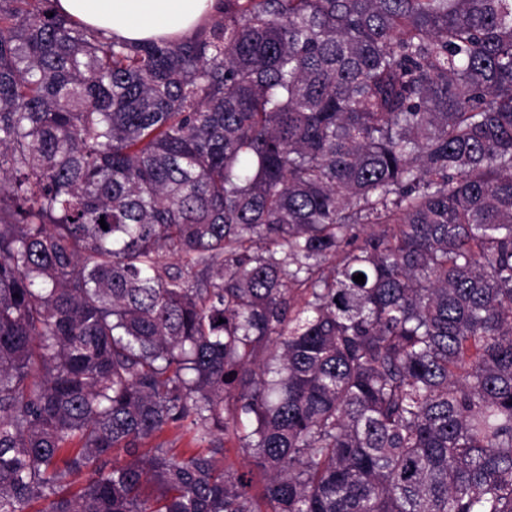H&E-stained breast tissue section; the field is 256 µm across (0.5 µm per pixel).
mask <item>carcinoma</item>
<instances>
[{"label":"carcinoma","mask_w":512,"mask_h":512,"mask_svg":"<svg viewBox=\"0 0 512 512\" xmlns=\"http://www.w3.org/2000/svg\"><path fill=\"white\" fill-rule=\"evenodd\" d=\"M53 2L0 0V512H512V0ZM223 8L222 0H56L63 16L130 42L189 37ZM158 441H166L170 448H174V451L178 453H183L187 451L188 448H198L197 445L191 442L190 433L185 432L184 430L168 428L161 434L159 439L146 441L140 447V452L142 454L147 453Z\"/></svg>","instance_id":"1"}]
</instances>
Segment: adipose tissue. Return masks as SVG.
<instances>
[{
    "mask_svg": "<svg viewBox=\"0 0 512 512\" xmlns=\"http://www.w3.org/2000/svg\"><path fill=\"white\" fill-rule=\"evenodd\" d=\"M223 8L222 0H56L63 16L130 42L189 37Z\"/></svg>",
    "mask_w": 512,
    "mask_h": 512,
    "instance_id": "obj_1",
    "label": "adipose tissue"
}]
</instances>
